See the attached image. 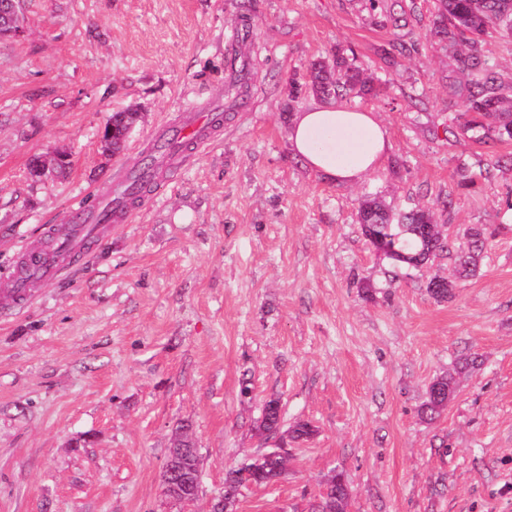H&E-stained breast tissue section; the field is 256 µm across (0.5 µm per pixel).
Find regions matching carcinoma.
Wrapping results in <instances>:
<instances>
[{
  "mask_svg": "<svg viewBox=\"0 0 512 512\" xmlns=\"http://www.w3.org/2000/svg\"><path fill=\"white\" fill-rule=\"evenodd\" d=\"M441 8L434 21L433 35L448 46V54L460 64L463 78L454 92L465 99L468 119L459 123L460 134H467L488 144L512 141V83L502 80L485 55L486 38L495 33L512 36V0H439ZM305 87L324 99L346 101L376 90L372 79L355 63V58L338 50L329 61L318 59L311 63L309 81ZM121 113L112 115L115 132L112 151L121 149L126 140V126ZM152 191L151 179L141 176L135 180L128 197L137 202ZM359 223L370 244L379 241L390 249L387 255L395 267L418 268L442 253L454 263L455 274L470 276L479 268L482 253L489 239L485 228H469L466 241L461 243L451 235L431 238L425 225L436 223L429 207H414L390 212L375 199L359 202ZM428 293L437 301L453 297L448 279L427 283ZM452 379L441 375L433 379L420 414L434 420L444 412V402ZM259 430L264 435H278L280 441L298 444L315 434L314 426L297 421L284 427L279 400L270 399L264 407ZM288 473V460L268 448L250 460L224 472V491H239L248 484L269 486ZM164 492L199 495L200 456L190 435L169 449L161 474ZM343 475L336 474V484L320 493L311 503L309 512H347L348 494Z\"/></svg>",
  "mask_w": 512,
  "mask_h": 512,
  "instance_id": "cac0c4a2",
  "label": "carcinoma"
}]
</instances>
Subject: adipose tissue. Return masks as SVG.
<instances>
[{"mask_svg": "<svg viewBox=\"0 0 512 512\" xmlns=\"http://www.w3.org/2000/svg\"><path fill=\"white\" fill-rule=\"evenodd\" d=\"M289 142L311 169L335 182L354 183L382 165L388 132L373 113L325 103L299 112Z\"/></svg>", "mask_w": 512, "mask_h": 512, "instance_id": "adipose-tissue-1", "label": "adipose tissue"}]
</instances>
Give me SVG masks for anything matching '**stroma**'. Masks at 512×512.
I'll use <instances>...</instances> for the list:
<instances>
[{
	"label": "stroma",
	"mask_w": 512,
	"mask_h": 512,
	"mask_svg": "<svg viewBox=\"0 0 512 512\" xmlns=\"http://www.w3.org/2000/svg\"><path fill=\"white\" fill-rule=\"evenodd\" d=\"M435 0H25L0 41V277L23 244L156 128L223 92L233 29L248 74L216 142L20 306L0 301V512H207L226 467L269 447L266 400L316 434L277 485L236 512H308L344 472L350 512H512V142L446 131L464 112L457 64L432 34ZM353 49L377 95L352 107L389 134L382 169L333 182L297 159L295 113L317 104L313 60ZM138 118L105 151L113 113ZM64 155L39 177L34 159ZM488 169L463 183L461 165ZM430 206L450 234L492 231L476 276L426 290L447 257L394 270L362 235L361 199ZM466 357L436 420L431 381ZM249 394H242V386ZM191 425L201 487L169 499L161 471Z\"/></svg>",
	"instance_id": "obj_1"
}]
</instances>
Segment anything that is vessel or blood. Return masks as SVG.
Here are the masks:
<instances>
[{
  "label": "vessel or blood",
  "mask_w": 512,
  "mask_h": 512,
  "mask_svg": "<svg viewBox=\"0 0 512 512\" xmlns=\"http://www.w3.org/2000/svg\"><path fill=\"white\" fill-rule=\"evenodd\" d=\"M218 117L215 105H199L178 123L163 125L156 139L165 147L180 145L187 151L200 148L211 141ZM132 173V168H125L120 175L99 184L93 192L94 205H80L71 212L66 224L47 226L28 242L0 291L13 300L27 299L34 283L58 279L69 269L71 259L78 252L101 240L113 226L127 223L130 208L110 207L106 200L122 195Z\"/></svg>",
  "instance_id": "vessel-or-blood-1"
}]
</instances>
